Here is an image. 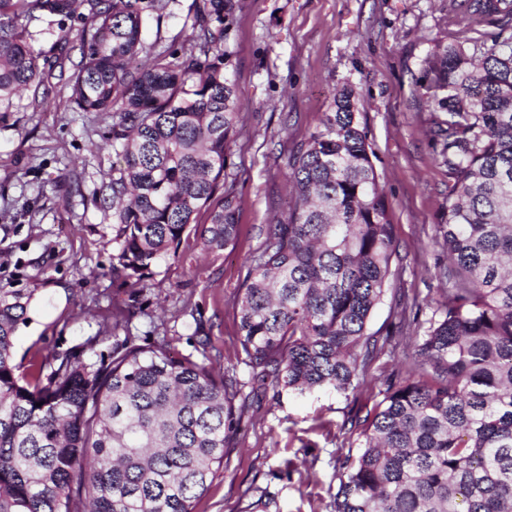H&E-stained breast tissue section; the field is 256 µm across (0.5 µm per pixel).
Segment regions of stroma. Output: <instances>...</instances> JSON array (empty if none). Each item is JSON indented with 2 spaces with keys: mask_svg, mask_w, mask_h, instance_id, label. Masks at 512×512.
Returning a JSON list of instances; mask_svg holds the SVG:
<instances>
[{
  "mask_svg": "<svg viewBox=\"0 0 512 512\" xmlns=\"http://www.w3.org/2000/svg\"><path fill=\"white\" fill-rule=\"evenodd\" d=\"M498 35L493 24L472 28L451 0H246L231 41L243 114L233 147L241 167L238 238L217 253L185 239L184 260L157 267L144 289L113 280L112 212L95 200L115 159L111 114L73 111L61 87L39 100L23 93L17 110L0 118V284L32 298L15 333L17 356L84 361L91 343L109 357L112 310L125 306L136 344L163 343L181 357L209 340L217 368L249 382L235 312L246 260L269 224L287 220V160L346 86L359 97L398 243V279L368 331L386 336L402 293L416 297L426 323L444 302L438 269L448 259L435 224L448 170L436 156L438 114L416 82L436 42L489 43ZM412 351L411 340H400L344 394L242 392L224 469L195 512H331L342 464L355 453L351 418L382 400L383 379Z\"/></svg>",
  "mask_w": 512,
  "mask_h": 512,
  "instance_id": "35a3bbf8",
  "label": "stroma"
}]
</instances>
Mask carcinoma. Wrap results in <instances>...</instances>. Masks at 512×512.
<instances>
[{
    "label": "carcinoma",
    "instance_id": "cac0c4a2",
    "mask_svg": "<svg viewBox=\"0 0 512 512\" xmlns=\"http://www.w3.org/2000/svg\"><path fill=\"white\" fill-rule=\"evenodd\" d=\"M245 0H193L179 47L143 31L162 0H0V114L55 78L76 112L112 113V277L146 288L196 234L220 252L238 234L239 122L229 77ZM474 23L512 30V0H453ZM58 17L55 60L31 23ZM80 23L77 29L64 21ZM80 60L72 63L71 53ZM419 88L434 111L448 195L436 224L448 254L443 309L415 338L403 375L355 416L333 512H512V35L435 43ZM353 90L335 97L288 160L295 200L269 225L239 294L254 380L305 394L354 390L384 345L368 333L397 253L394 211ZM206 222L194 223L200 210ZM31 299L0 286V512H195L223 467L233 376L130 337L109 360L56 357L37 374L13 336ZM134 312H112V333Z\"/></svg>",
    "mask_w": 512,
    "mask_h": 512
}]
</instances>
